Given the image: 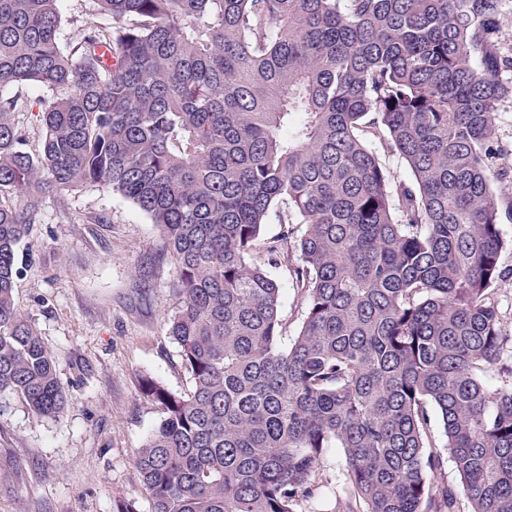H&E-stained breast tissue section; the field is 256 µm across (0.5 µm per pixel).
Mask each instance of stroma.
<instances>
[{
    "mask_svg": "<svg viewBox=\"0 0 512 512\" xmlns=\"http://www.w3.org/2000/svg\"><path fill=\"white\" fill-rule=\"evenodd\" d=\"M17 265L15 307L53 356L67 401L51 418L17 397L0 403V512H115L129 500L150 512L133 458L164 411L139 381L191 389L168 334L176 272L160 255L159 227L120 194L87 185L43 198ZM271 273L289 340L302 324L301 292L287 265ZM344 468L342 449H327L321 488L301 512H333Z\"/></svg>",
    "mask_w": 512,
    "mask_h": 512,
    "instance_id": "obj_1",
    "label": "stroma"
}]
</instances>
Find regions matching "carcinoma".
I'll list each match as a JSON object with an SVG mask.
<instances>
[{
	"instance_id": "1",
	"label": "carcinoma",
	"mask_w": 512,
	"mask_h": 512,
	"mask_svg": "<svg viewBox=\"0 0 512 512\" xmlns=\"http://www.w3.org/2000/svg\"><path fill=\"white\" fill-rule=\"evenodd\" d=\"M60 2L0 0V399L65 404L14 305L17 247L43 197L102 185L176 267L192 387L139 384L165 410L133 460L151 512H298L328 448L336 512H512L503 0H93L111 23L64 46ZM10 85L48 92L36 154ZM293 253L305 311L285 346L269 268ZM496 136L505 144L512 143V100L505 99L497 113ZM367 145L375 150L381 160V163L386 167L388 174L390 176L391 182L393 184H398V182H409L410 181V173L406 168L405 164L398 158L396 155H392L391 153H387L384 151L378 140L367 141ZM510 276L508 275L499 283L496 293L504 325L512 330V277Z\"/></svg>"
}]
</instances>
